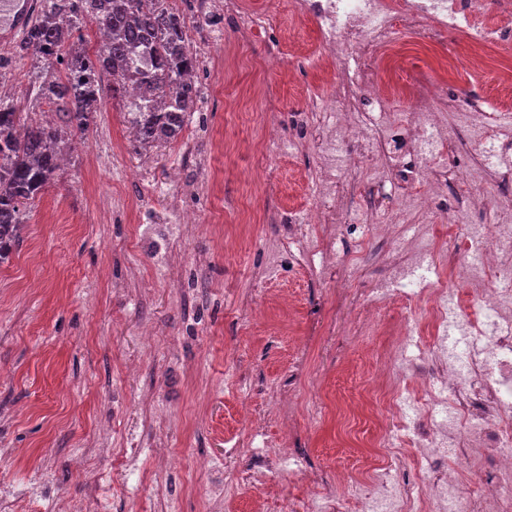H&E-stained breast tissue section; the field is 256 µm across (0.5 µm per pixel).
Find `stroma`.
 <instances>
[{"mask_svg": "<svg viewBox=\"0 0 512 512\" xmlns=\"http://www.w3.org/2000/svg\"><path fill=\"white\" fill-rule=\"evenodd\" d=\"M257 3L290 38L282 75L259 70L265 38H242L220 11L198 20L191 0H179L196 52L211 35L224 37L223 63L197 68L209 109L190 116L191 147L126 140L121 107L106 100L26 208L20 244L0 263V448L20 451L0 462V491L14 492V512H69L78 503L86 512H283L291 499L335 495L337 471L375 430L367 415L308 410L290 434L267 415L273 440L308 449L316 487L285 470L253 488L249 458L224 455L246 438L241 407L265 412L309 325L320 332L316 366L332 401L366 383L364 357L386 342L348 332L360 301L388 277L386 246L371 225H348L315 273L273 263L282 213L309 204L303 183L318 158L306 142L269 160L257 143L269 130L292 138L291 118L304 108L295 88L320 79L297 56L298 44L314 45V24L292 31L283 0H244ZM394 41L417 69L465 49L453 33L429 45L399 30ZM499 67L487 54L452 87L496 101ZM31 69V58L0 48V83L21 106ZM163 182L201 218L174 257L173 282L154 250L171 230L161 221ZM284 295L293 300L286 312L239 315L242 300ZM148 327L151 346L142 338ZM200 457L209 468L196 467Z\"/></svg>", "mask_w": 512, "mask_h": 512, "instance_id": "1", "label": "stroma"}]
</instances>
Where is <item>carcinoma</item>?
Masks as SVG:
<instances>
[{
	"label": "carcinoma",
	"mask_w": 512,
	"mask_h": 512,
	"mask_svg": "<svg viewBox=\"0 0 512 512\" xmlns=\"http://www.w3.org/2000/svg\"><path fill=\"white\" fill-rule=\"evenodd\" d=\"M91 23L101 34L92 51ZM187 30L169 0H39L18 53L41 69L31 108L59 121H35L0 95V263L20 244L26 206L54 181L68 135L88 131L104 96L121 101L141 146L178 139L199 97Z\"/></svg>",
	"instance_id": "1"
}]
</instances>
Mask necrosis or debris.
<instances>
[{"instance_id":"obj_1","label":"necrosis or debris","mask_w":512,"mask_h":512,"mask_svg":"<svg viewBox=\"0 0 512 512\" xmlns=\"http://www.w3.org/2000/svg\"><path fill=\"white\" fill-rule=\"evenodd\" d=\"M288 12L296 25L316 23L320 40L304 59L310 69L327 73L330 85L326 92L312 90L306 110L295 117L300 133L316 131L320 166L314 201L289 210L288 234L299 240L306 224L327 225L332 234L349 224L326 168L347 140L364 152L384 155L385 178L409 186L414 211L462 223L459 204L448 201L453 182L460 192L479 198L485 215L483 223L466 224L465 239L449 237L452 265L435 268L425 291L398 293L404 321H392L385 297L365 299L359 306L357 325L389 337L368 381L401 432L393 443L384 429L376 430L368 481L377 493L366 497L361 512H442L447 503L453 512H512V197L499 191L512 174L497 171L512 131L503 117L512 110V67L502 66L497 74L498 108L471 95H450L443 61L437 68L407 73L412 87L408 114L369 125L357 117L366 100L377 111L389 112L400 93L374 65L381 56L398 63L396 28L422 31L429 40L459 32L471 56L494 49L507 58L512 56V0H495L489 12L474 0H288ZM445 110L465 113L477 126L478 149L491 179H475L460 161L444 167L450 138L437 115ZM451 275H475L484 286L462 304L448 294ZM424 296L429 303L423 308ZM454 322L465 327V351L463 359L451 362L441 341ZM317 339L309 334L300 346L277 404H295L304 391L315 390L307 368ZM433 374L440 384L426 388L423 378ZM447 385L455 389L453 398L442 394ZM243 427L254 444L251 454L260 478L287 460L305 480L316 482L304 465L303 449L271 450L255 415L244 416Z\"/></svg>"}]
</instances>
